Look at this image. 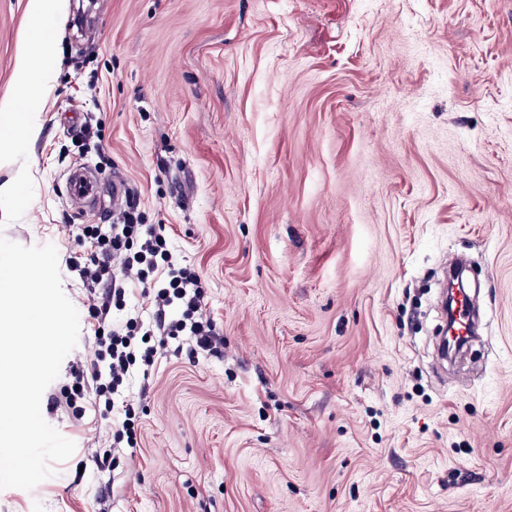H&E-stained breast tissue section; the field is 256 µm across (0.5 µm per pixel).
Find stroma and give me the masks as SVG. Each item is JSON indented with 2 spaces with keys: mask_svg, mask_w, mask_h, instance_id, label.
<instances>
[{
  "mask_svg": "<svg viewBox=\"0 0 512 512\" xmlns=\"http://www.w3.org/2000/svg\"><path fill=\"white\" fill-rule=\"evenodd\" d=\"M27 2L0 0V101ZM48 30L0 235L58 251L80 334L41 408L76 449L0 512H512V0H64ZM78 165L123 178L224 336L133 380L138 445L101 468L122 414L63 400L98 327L69 228L114 213L68 199ZM456 254L486 325L440 374Z\"/></svg>",
  "mask_w": 512,
  "mask_h": 512,
  "instance_id": "obj_1",
  "label": "stroma"
}]
</instances>
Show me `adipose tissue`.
I'll return each instance as SVG.
<instances>
[{
    "instance_id": "obj_1",
    "label": "adipose tissue",
    "mask_w": 512,
    "mask_h": 512,
    "mask_svg": "<svg viewBox=\"0 0 512 512\" xmlns=\"http://www.w3.org/2000/svg\"><path fill=\"white\" fill-rule=\"evenodd\" d=\"M50 7L51 0H28V11L41 33L28 39L22 51L16 72L18 100L0 103V152L24 149L42 131L35 92L47 83L42 63L55 51L54 41L45 32Z\"/></svg>"
}]
</instances>
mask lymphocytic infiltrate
<instances>
[{"label": "lymphocytic infiltrate", "instance_id": "f902f5d3", "mask_svg": "<svg viewBox=\"0 0 512 512\" xmlns=\"http://www.w3.org/2000/svg\"><path fill=\"white\" fill-rule=\"evenodd\" d=\"M136 210V202L128 201L118 223L105 231L91 227L97 249L82 269L83 278L100 291L94 307L97 321H106L111 309L125 307L129 286L154 295L148 317H131L96 332L94 353L76 369L78 376L90 377L98 396L109 404L123 398L134 374L150 377L170 341L187 337L194 354L217 351L224 343L205 311L199 275L174 260L166 237L139 223Z\"/></svg>", "mask_w": 512, "mask_h": 512}]
</instances>
